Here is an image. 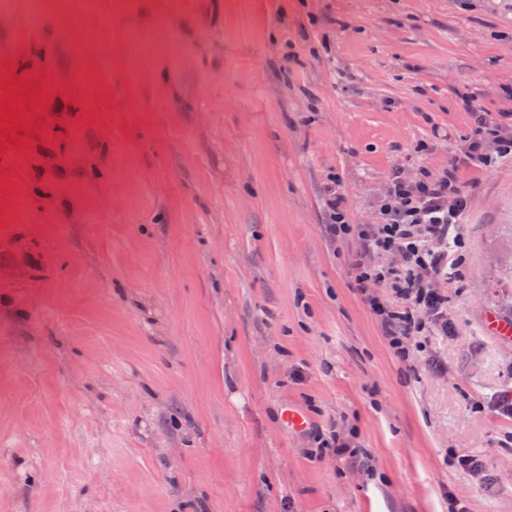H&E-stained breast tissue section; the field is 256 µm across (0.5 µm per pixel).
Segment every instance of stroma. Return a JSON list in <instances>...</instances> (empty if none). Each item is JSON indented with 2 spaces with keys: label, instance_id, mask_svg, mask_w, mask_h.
<instances>
[{
  "label": "stroma",
  "instance_id": "35a3bbf8",
  "mask_svg": "<svg viewBox=\"0 0 512 512\" xmlns=\"http://www.w3.org/2000/svg\"><path fill=\"white\" fill-rule=\"evenodd\" d=\"M1 59L44 102L0 156V512H512V163L466 173L455 333L406 363L322 203L370 223L464 97L512 114V0H7Z\"/></svg>",
  "mask_w": 512,
  "mask_h": 512
}]
</instances>
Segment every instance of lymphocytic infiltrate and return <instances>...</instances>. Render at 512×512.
I'll use <instances>...</instances> for the list:
<instances>
[{"mask_svg":"<svg viewBox=\"0 0 512 512\" xmlns=\"http://www.w3.org/2000/svg\"><path fill=\"white\" fill-rule=\"evenodd\" d=\"M464 106L475 114L464 151L439 170L424 167L413 178L395 174L373 223H351L345 196L335 185L325 189V230L333 240L361 241L351 262L353 286L404 361L415 337L454 333L441 284L460 276L463 218L472 200L464 173L512 162V125L478 112L473 100Z\"/></svg>","mask_w":512,"mask_h":512,"instance_id":"obj_1","label":"lymphocytic infiltrate"}]
</instances>
